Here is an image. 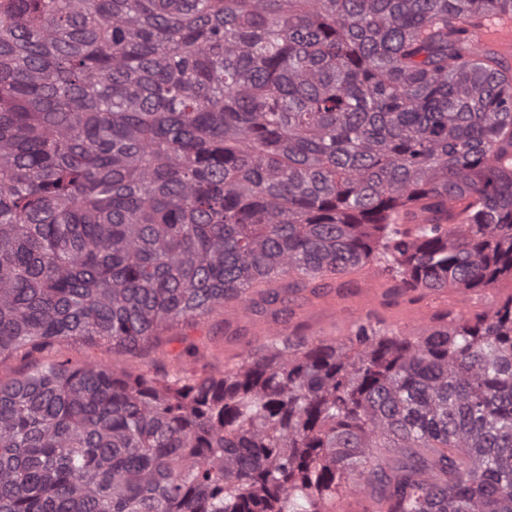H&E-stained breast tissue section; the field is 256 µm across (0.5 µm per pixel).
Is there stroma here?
<instances>
[{
    "label": "stroma",
    "mask_w": 512,
    "mask_h": 512,
    "mask_svg": "<svg viewBox=\"0 0 512 512\" xmlns=\"http://www.w3.org/2000/svg\"><path fill=\"white\" fill-rule=\"evenodd\" d=\"M511 298L512 276L508 275L482 290L444 295L398 288L395 280L375 266L349 275L342 287L328 289L321 298L298 302L288 330L312 341H341L356 324L369 321L389 331L419 336L435 326L437 314L445 309L472 319ZM275 330L266 316L244 312L232 302L224 310L162 333L151 349L138 356L74 343L56 345L49 356L74 366L104 364L126 374L140 373L157 359L173 372H220L273 341Z\"/></svg>",
    "instance_id": "stroma-1"
}]
</instances>
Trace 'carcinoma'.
Returning a JSON list of instances; mask_svg holds the SVG:
<instances>
[{"label": "carcinoma", "instance_id": "carcinoma-1", "mask_svg": "<svg viewBox=\"0 0 512 512\" xmlns=\"http://www.w3.org/2000/svg\"><path fill=\"white\" fill-rule=\"evenodd\" d=\"M512 0H0V359L134 354L235 301L287 322L370 264L512 274ZM219 375L0 379V512H512V297ZM369 448H398L368 467ZM473 31V40L479 46L492 45L503 53L508 55L512 53V27L510 21L494 30L484 26ZM374 509L370 485L361 490H348L336 497L331 512H370Z\"/></svg>", "mask_w": 512, "mask_h": 512}]
</instances>
